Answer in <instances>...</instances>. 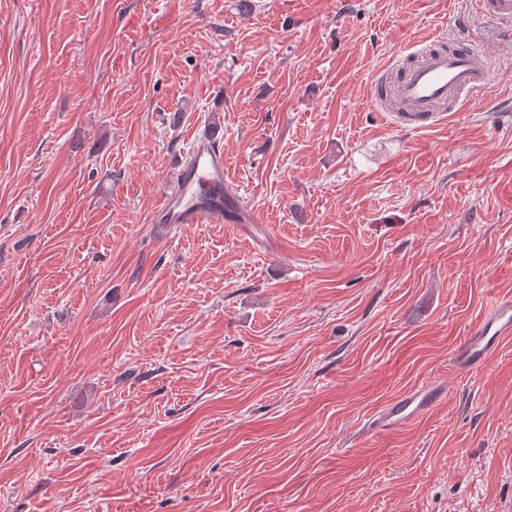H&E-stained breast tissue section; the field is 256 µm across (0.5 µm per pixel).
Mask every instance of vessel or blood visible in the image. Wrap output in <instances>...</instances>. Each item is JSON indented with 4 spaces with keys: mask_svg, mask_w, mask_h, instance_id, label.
I'll list each match as a JSON object with an SVG mask.
<instances>
[{
    "mask_svg": "<svg viewBox=\"0 0 512 512\" xmlns=\"http://www.w3.org/2000/svg\"><path fill=\"white\" fill-rule=\"evenodd\" d=\"M409 56V65L388 91L397 107L384 111L383 116L392 125L439 124L445 120L448 108L463 111L497 78L480 53L465 45L447 50L444 39L438 36L425 41L423 48L410 51ZM224 166V153L211 133L205 130L194 134L174 185L155 212L157 223H254L253 214L242 207L227 183ZM511 335L512 300L493 302L455 355V367L466 370L480 366L489 350ZM439 395L440 388L434 384L402 395L374 413L368 426L375 430L403 426L428 410Z\"/></svg>",
    "mask_w": 512,
    "mask_h": 512,
    "instance_id": "1",
    "label": "vessel or blood"
}]
</instances>
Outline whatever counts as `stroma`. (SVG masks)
<instances>
[{
	"mask_svg": "<svg viewBox=\"0 0 512 512\" xmlns=\"http://www.w3.org/2000/svg\"><path fill=\"white\" fill-rule=\"evenodd\" d=\"M437 34L498 78L392 127ZM508 102L482 0H0V512H512ZM210 126L261 223H155ZM512 335V300H496L476 329L467 336L463 349L454 356L458 369H472L484 363L489 350ZM439 395L440 388L434 384L402 395L374 413L368 422L367 430L403 426L428 410Z\"/></svg>",
	"mask_w": 512,
	"mask_h": 512,
	"instance_id": "obj_1",
	"label": "stroma"
}]
</instances>
